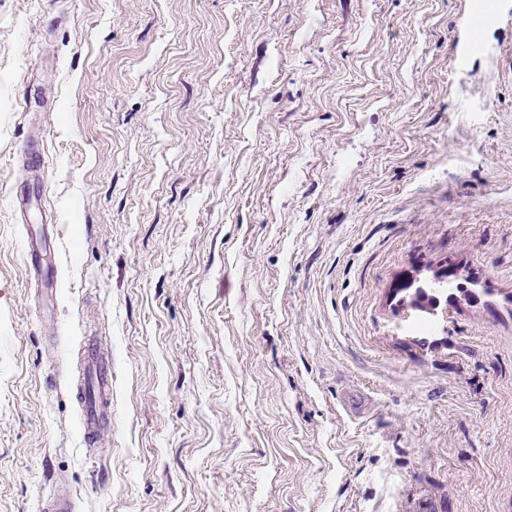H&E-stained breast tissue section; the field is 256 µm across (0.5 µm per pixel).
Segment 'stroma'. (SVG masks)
I'll list each match as a JSON object with an SVG mask.
<instances>
[{"label": "stroma", "mask_w": 512, "mask_h": 512, "mask_svg": "<svg viewBox=\"0 0 512 512\" xmlns=\"http://www.w3.org/2000/svg\"><path fill=\"white\" fill-rule=\"evenodd\" d=\"M476 9L0 0V512H512V0ZM90 390V387H89ZM94 393L89 392V401L84 409V427L90 430L95 427L99 419L112 414V374L106 369L102 370L98 379L97 404Z\"/></svg>", "instance_id": "35a3bbf8"}]
</instances>
